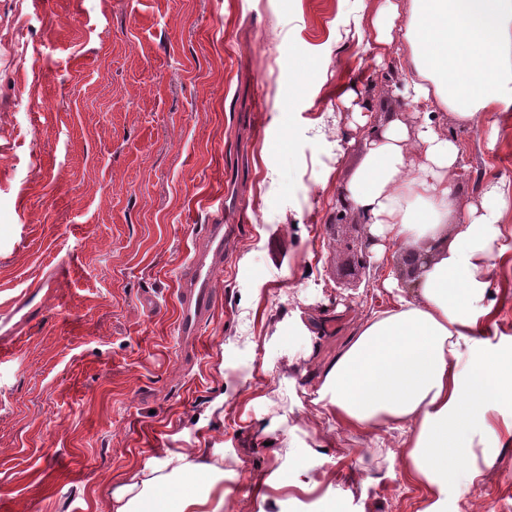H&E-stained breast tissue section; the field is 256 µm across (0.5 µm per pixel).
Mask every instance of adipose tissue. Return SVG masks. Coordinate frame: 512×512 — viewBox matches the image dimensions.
Listing matches in <instances>:
<instances>
[{
	"instance_id": "1",
	"label": "adipose tissue",
	"mask_w": 512,
	"mask_h": 512,
	"mask_svg": "<svg viewBox=\"0 0 512 512\" xmlns=\"http://www.w3.org/2000/svg\"><path fill=\"white\" fill-rule=\"evenodd\" d=\"M353 19L376 62L396 60L392 81L418 124L369 127L357 92L343 94L369 132L336 198L368 225L378 258L424 239L433 257L412 296L384 280L392 306L366 318L325 368L318 401L342 427L399 431L408 478L438 496L475 435L491 432L487 407L512 388V356L485 352L512 308V186L486 180L449 221L462 149L438 122L442 112L470 128L489 113L512 121V0H385L375 9L355 0ZM227 494L223 452L195 448L129 477L111 493L110 512H224Z\"/></svg>"
}]
</instances>
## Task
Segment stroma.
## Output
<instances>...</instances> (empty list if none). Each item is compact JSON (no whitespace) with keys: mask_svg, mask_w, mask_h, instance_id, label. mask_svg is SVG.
<instances>
[{"mask_svg":"<svg viewBox=\"0 0 512 512\" xmlns=\"http://www.w3.org/2000/svg\"><path fill=\"white\" fill-rule=\"evenodd\" d=\"M354 0H0V311L67 274L0 350V512H108L148 462L220 448L224 512H512V445L476 439L439 499L397 434L336 426L322 370L404 281L402 251L355 266L336 188L366 149L339 93L389 67ZM50 102L23 112L20 97ZM458 127L462 214L512 184V129ZM345 141L337 150V141ZM237 225L195 364L175 280L201 225ZM279 417L281 428L265 426Z\"/></svg>","mask_w":512,"mask_h":512,"instance_id":"35a3bbf8","label":"stroma"}]
</instances>
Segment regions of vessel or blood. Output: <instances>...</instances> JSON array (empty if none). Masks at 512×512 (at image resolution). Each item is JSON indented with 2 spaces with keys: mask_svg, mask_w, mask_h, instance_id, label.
Returning a JSON list of instances; mask_svg holds the SVG:
<instances>
[{
  "mask_svg": "<svg viewBox=\"0 0 512 512\" xmlns=\"http://www.w3.org/2000/svg\"><path fill=\"white\" fill-rule=\"evenodd\" d=\"M228 225H206L191 256L176 279L177 331L180 356L191 363L197 358L199 333L214 315L216 279L224 269V239Z\"/></svg>",
  "mask_w": 512,
  "mask_h": 512,
  "instance_id": "vessel-or-blood-1",
  "label": "vessel or blood"
}]
</instances>
